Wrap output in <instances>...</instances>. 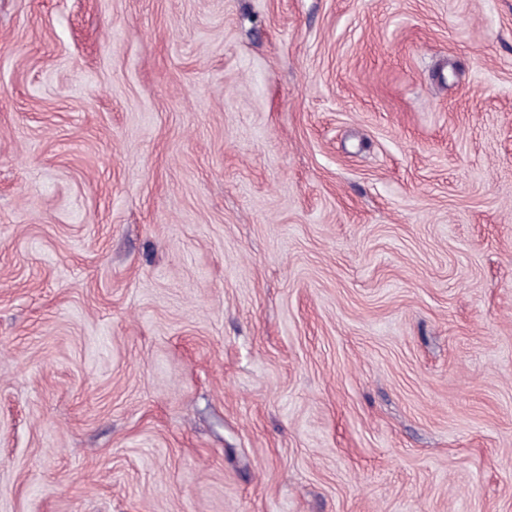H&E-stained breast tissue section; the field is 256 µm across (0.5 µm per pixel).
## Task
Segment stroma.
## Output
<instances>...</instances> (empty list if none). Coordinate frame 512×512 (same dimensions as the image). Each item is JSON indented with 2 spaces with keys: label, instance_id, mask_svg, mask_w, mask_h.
<instances>
[{
  "label": "stroma",
  "instance_id": "35a3bbf8",
  "mask_svg": "<svg viewBox=\"0 0 512 512\" xmlns=\"http://www.w3.org/2000/svg\"><path fill=\"white\" fill-rule=\"evenodd\" d=\"M0 512H512V0H0Z\"/></svg>",
  "mask_w": 512,
  "mask_h": 512
}]
</instances>
